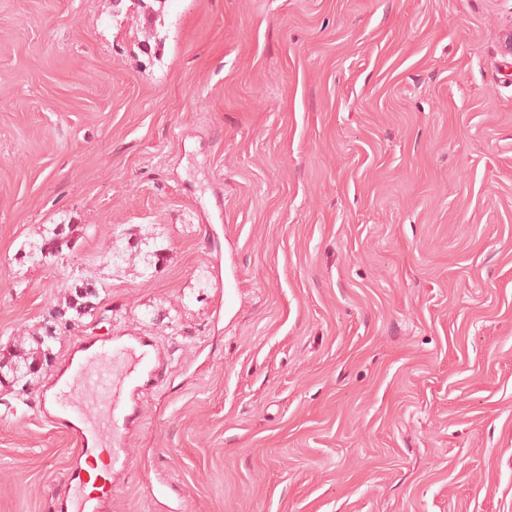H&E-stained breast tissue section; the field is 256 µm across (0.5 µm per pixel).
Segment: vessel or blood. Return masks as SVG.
<instances>
[{
	"label": "vessel or blood",
	"instance_id": "1",
	"mask_svg": "<svg viewBox=\"0 0 512 512\" xmlns=\"http://www.w3.org/2000/svg\"><path fill=\"white\" fill-rule=\"evenodd\" d=\"M163 358L151 337L138 332L83 339L55 384L50 421L77 441V465L67 472L70 512H98L110 497L105 484L91 482L81 459L107 467L124 464L128 432L140 415L138 398L161 377Z\"/></svg>",
	"mask_w": 512,
	"mask_h": 512
}]
</instances>
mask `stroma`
Listing matches in <instances>:
<instances>
[{
  "label": "stroma",
  "mask_w": 512,
  "mask_h": 512,
  "mask_svg": "<svg viewBox=\"0 0 512 512\" xmlns=\"http://www.w3.org/2000/svg\"><path fill=\"white\" fill-rule=\"evenodd\" d=\"M512 0H0V512L79 339L155 338L106 512H512ZM72 225L46 264L25 243ZM161 250L113 264L120 240ZM69 296L66 300V306L63 310H56L52 316L53 324L44 327L43 334L39 338L33 339L36 347L25 352H12L7 361L8 365L17 368V374L6 376V380L12 385L19 384L24 381V385L29 380L35 378L40 370L34 367L42 362L48 363L52 351V344L60 339L61 330L69 327H75L81 318L90 314L95 306L92 302L99 296L97 281L87 276H79L73 278L71 283L66 285ZM57 320V321H56Z\"/></svg>",
  "instance_id": "35a3bbf8"
}]
</instances>
